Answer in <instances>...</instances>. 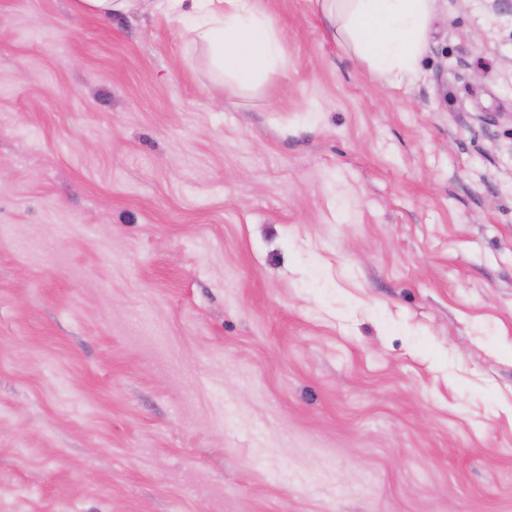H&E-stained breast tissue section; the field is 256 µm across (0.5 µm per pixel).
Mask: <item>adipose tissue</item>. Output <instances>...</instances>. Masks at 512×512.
I'll return each instance as SVG.
<instances>
[{
  "mask_svg": "<svg viewBox=\"0 0 512 512\" xmlns=\"http://www.w3.org/2000/svg\"><path fill=\"white\" fill-rule=\"evenodd\" d=\"M193 41L207 46L215 68L242 78L284 68L288 56L255 0H194ZM329 27L353 45L383 82L411 75L428 31L434 0H313Z\"/></svg>",
  "mask_w": 512,
  "mask_h": 512,
  "instance_id": "adipose-tissue-1",
  "label": "adipose tissue"
}]
</instances>
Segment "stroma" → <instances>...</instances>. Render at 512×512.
<instances>
[{
	"label": "stroma",
	"instance_id": "stroma-1",
	"mask_svg": "<svg viewBox=\"0 0 512 512\" xmlns=\"http://www.w3.org/2000/svg\"><path fill=\"white\" fill-rule=\"evenodd\" d=\"M0 0V512H512V10L380 81L311 0ZM131 0H79L85 10L97 15L111 16L127 11ZM194 2L199 19L188 32L209 48L217 70L249 78L260 68H288V55L255 0Z\"/></svg>",
	"mask_w": 512,
	"mask_h": 512
}]
</instances>
